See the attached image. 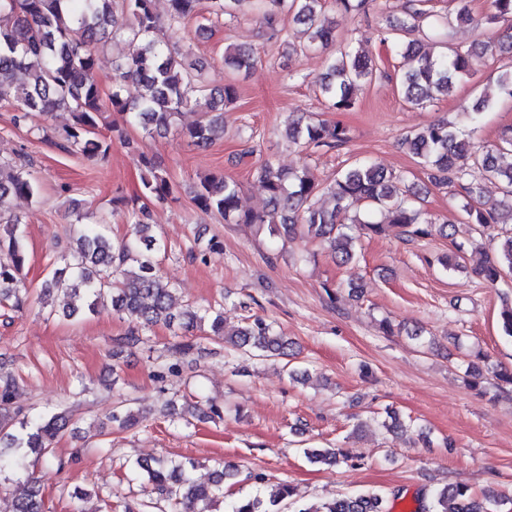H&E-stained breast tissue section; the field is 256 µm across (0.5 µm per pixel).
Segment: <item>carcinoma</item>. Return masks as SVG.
Instances as JSON below:
<instances>
[{
  "label": "carcinoma",
  "mask_w": 512,
  "mask_h": 512,
  "mask_svg": "<svg viewBox=\"0 0 512 512\" xmlns=\"http://www.w3.org/2000/svg\"><path fill=\"white\" fill-rule=\"evenodd\" d=\"M154 0H0V103L16 111L15 121L34 116L48 117L67 112L71 123L61 133L46 126L36 130L59 149L95 158L104 156L110 145L99 130V119L112 108L126 121L151 134L167 131L189 107L205 106L202 119L182 129L189 146L208 149L224 128V108L237 99V89L226 84L210 89L200 74L183 64L178 53L165 44L162 27L153 8ZM422 0H411L406 19L379 30L383 44L394 45L411 61L399 77L403 100L423 108L446 95L462 78L471 75L484 51L462 49L437 39L448 26V18L421 8ZM170 20L179 23L204 10L236 19L252 8L262 13L266 28L278 32L279 11L286 10L294 23L309 30L299 50L326 48L336 41L334 29L322 15V0H169ZM127 16L123 32L128 52L113 65L112 92L103 98L96 76L97 48L111 35L113 12ZM454 20L480 29L485 24L504 27L500 51L512 55V0H489L483 15L472 13L468 0H458ZM259 57L251 47H230L224 52V68L248 72ZM377 68L364 54L346 45L337 50L333 62L320 80L321 92L337 112L355 107L359 87L372 81ZM288 136L305 148H337L350 140L349 129L339 122L323 121L288 127ZM428 179L437 186L453 189L461 201L467 223L485 230L495 224L512 223V136L495 145L477 146L454 124L438 120L404 139ZM480 164L487 177L505 186L503 198L484 201L481 184L468 180V167ZM141 170L140 205L130 212V232L114 240L106 225L87 221L88 213L72 204L76 223L75 247L60 258V267L41 285L46 299L56 280L67 277L71 302L65 316L93 315L105 295H112V310L136 317L143 328L162 325L189 332L209 324L211 335L236 350L259 355H288L292 343L261 318H246L238 326L228 325L224 309L186 306L174 310V288L159 274L156 254L165 248L148 223L150 205L172 195L167 172L154 156L138 155ZM28 161L0 160V306L21 310L27 305L23 269L27 262L23 230L11 212L15 197L37 200L40 185L29 178ZM254 179L267 196L270 211H244L241 188L224 174L203 178L193 191V203L204 213L218 214L234 224L267 228L272 236H298L326 248L340 264L356 259L359 234L380 236L397 230L407 241L425 238L434 222L400 188V179L366 162L341 169L328 183L319 184L307 168L283 169L267 160L253 170ZM322 194L334 206L325 208L316 200ZM512 270V231L499 243L498 256L474 269L476 277L495 283L504 269ZM14 380L0 378V475L23 469L29 454L40 456L48 469L61 470L55 459L57 438L74 421L66 411L16 420L10 410ZM305 457L313 464L333 467L340 462L334 448H307ZM144 480L157 500L179 507V512H213L224 497V479L230 467L217 463L207 484L197 483L191 473V459L158 458L138 464ZM259 487L230 502L226 512H281L293 505V512H391L385 495L367 492L345 496L323 504L314 511L299 502L294 486L281 483L265 493L264 478L255 477ZM503 501L494 489L475 494L465 484H452L431 493L428 512H497ZM43 488L31 480L29 490L13 499L12 512H45Z\"/></svg>",
  "instance_id": "carcinoma-1"
}]
</instances>
